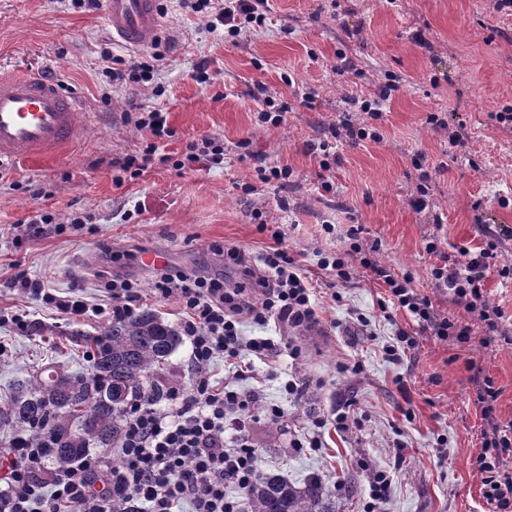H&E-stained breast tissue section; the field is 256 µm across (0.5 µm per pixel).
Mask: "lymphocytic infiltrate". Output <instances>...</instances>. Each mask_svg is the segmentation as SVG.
I'll list each match as a JSON object with an SVG mask.
<instances>
[{"label":"lymphocytic infiltrate","mask_w":512,"mask_h":512,"mask_svg":"<svg viewBox=\"0 0 512 512\" xmlns=\"http://www.w3.org/2000/svg\"><path fill=\"white\" fill-rule=\"evenodd\" d=\"M267 6L268 0H191L189 4L206 18L211 30H223L231 39L263 29ZM165 55L157 48L123 68L113 66L112 53L105 48L103 74L114 85L140 87L159 97L165 88L156 74ZM129 121L136 130L149 132L151 141L142 151L113 159L117 172L136 179L159 166L183 173L199 165L209 169L224 165L220 137L188 142L173 155L166 149L175 135L166 113L137 106ZM256 229L270 232L275 246L262 256L270 276L257 278L252 286L206 270L188 273L162 266L153 271L155 294L175 298L183 311L180 329L189 342L190 386L169 385L163 399L138 400L129 406L112 448L120 458L114 466L93 453L70 466L55 467L30 437L10 438L0 452V512H111L118 500L129 512H241L242 492L260 475L252 432L260 391L239 389L237 383L254 378L255 361L276 357L280 350L270 337L244 336L242 324L249 321L263 327L275 321L298 327L318 320L309 283L285 247L282 232L270 230L264 219ZM345 237V247L317 253L319 267L337 284L350 283L357 269H364L386 289L382 310L404 312L442 340L452 336L467 342L466 318L473 314L489 330H497L503 314L489 303L486 291L496 240L475 248L459 247L453 256L441 252L439 237L426 242V251L441 259L430 270L432 280L465 312L463 318L451 321L440 317L431 300L413 288L409 273L396 272L378 259L376 246L363 242L358 227H349ZM9 284L73 322L92 316L119 320L142 304L138 282L127 276L113 279L108 303L95 307L80 288L62 296L22 270L11 275ZM219 357L224 360L220 382L210 371ZM496 400L491 381H484L476 403L492 427L483 435L479 472L483 496L493 512H512V473L501 465L503 455L512 452V422L493 423Z\"/></svg>","instance_id":"1"}]
</instances>
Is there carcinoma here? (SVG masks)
Returning <instances> with one entry per match:
<instances>
[{"instance_id":"cac0c4a2","label":"carcinoma","mask_w":512,"mask_h":512,"mask_svg":"<svg viewBox=\"0 0 512 512\" xmlns=\"http://www.w3.org/2000/svg\"><path fill=\"white\" fill-rule=\"evenodd\" d=\"M100 336L90 373L40 369L17 380L0 405V427L39 435L52 430L48 453L55 466L112 447L127 406L163 396L162 370L182 344L179 331L148 309L104 326ZM245 495L250 512H336V500L313 479L298 485L264 473Z\"/></svg>"}]
</instances>
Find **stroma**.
<instances>
[{"label":"stroma","instance_id":"35a3bbf8","mask_svg":"<svg viewBox=\"0 0 512 512\" xmlns=\"http://www.w3.org/2000/svg\"><path fill=\"white\" fill-rule=\"evenodd\" d=\"M161 3V36L171 50L159 71L165 93L154 97L104 78L102 48L128 63L142 52L113 44L103 10L74 12L62 0H0V73H62L65 88L94 119L63 153L13 163L8 180L0 181V312H23L33 322L29 334L13 336L12 357L0 361V401L15 379L41 368L88 373L83 354L104 326L98 319L69 321L10 289L12 267L61 293L81 285L93 304L106 302L113 276H131L144 307L176 326L180 309L153 295L144 252H164L176 270L209 268L240 279L241 267L226 264V253L256 257L273 244L256 230L253 214L260 211L285 230L319 315L308 327L269 325L270 334L285 336L302 356L278 358V374L264 385L261 401L284 408L293 434L310 433L315 420L326 423L322 448L301 453L274 425L256 423L262 472L296 483L322 476L338 512H365L375 470L392 477L380 512H491L476 465L486 423L474 403V377L491 378L496 416L512 421V342L488 337L476 317L471 341L458 344L431 336L405 313L385 316L378 305L384 290L368 274L332 289L313 251L344 245L327 239L322 224L361 225L381 261L411 271L415 288L451 319L461 309L430 278L437 257L426 252L427 240L441 237L449 253L494 234L501 238V261L512 264L506 234L512 131L495 120L512 110V9L494 10L491 0H269L264 30L230 43L178 0ZM419 34L425 45L416 43ZM342 53L354 70H341ZM201 62L211 76L203 85L194 79ZM389 73L400 83L375 122L380 141L343 140L329 173L335 190L319 191L320 158L308 143L330 126L365 121L358 102L378 93ZM257 81L291 106L279 127L256 122L251 89ZM133 103L167 112L175 130L169 151L193 138L223 137V168L180 175L161 167L115 182L113 158L142 150L148 140L124 120ZM433 113L441 126L428 124ZM456 130L464 141L454 145L449 135ZM243 140L267 162L290 167L293 185L285 191L261 185L244 194L251 166L237 159ZM418 154L426 159L421 170L413 165ZM423 183L428 204L419 210L411 200ZM43 208L63 222L75 212L91 213L96 222L61 234L50 224L23 234L22 221ZM400 329L418 346L394 360L385 348ZM355 362L361 372L341 371V364ZM290 378L302 385L300 395L282 393ZM341 402L353 405L360 428L335 430Z\"/></svg>","mask_w":512,"mask_h":512}]
</instances>
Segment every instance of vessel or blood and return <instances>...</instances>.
<instances>
[{
	"instance_id": "vessel-or-blood-1",
	"label": "vessel or blood",
	"mask_w": 512,
	"mask_h": 512,
	"mask_svg": "<svg viewBox=\"0 0 512 512\" xmlns=\"http://www.w3.org/2000/svg\"><path fill=\"white\" fill-rule=\"evenodd\" d=\"M104 16L113 41L130 49L151 44L163 27L158 0H104ZM89 125V112L61 78L37 71L0 76V162L57 152Z\"/></svg>"
}]
</instances>
